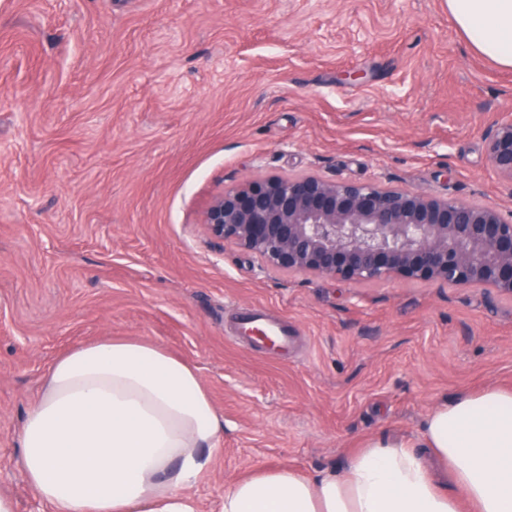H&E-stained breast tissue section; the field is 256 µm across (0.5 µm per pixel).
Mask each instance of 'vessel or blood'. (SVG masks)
<instances>
[{
  "label": "vessel or blood",
  "instance_id": "vessel-or-blood-1",
  "mask_svg": "<svg viewBox=\"0 0 512 512\" xmlns=\"http://www.w3.org/2000/svg\"><path fill=\"white\" fill-rule=\"evenodd\" d=\"M231 331L241 344L257 354H287L298 334L293 322L270 317L263 307L256 305L242 307L236 313Z\"/></svg>",
  "mask_w": 512,
  "mask_h": 512
}]
</instances>
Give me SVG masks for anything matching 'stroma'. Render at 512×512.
Returning a JSON list of instances; mask_svg holds the SVG:
<instances>
[{
    "instance_id": "stroma-1",
    "label": "stroma",
    "mask_w": 512,
    "mask_h": 512,
    "mask_svg": "<svg viewBox=\"0 0 512 512\" xmlns=\"http://www.w3.org/2000/svg\"><path fill=\"white\" fill-rule=\"evenodd\" d=\"M510 118L512 69L447 0H0V493L51 512L19 433L91 340L146 336L197 369L224 419L200 512L247 474L341 467L444 400L512 390V297L279 271L203 224L268 175L512 211L486 151ZM255 303L296 325L287 358L228 336Z\"/></svg>"
}]
</instances>
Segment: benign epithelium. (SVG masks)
I'll use <instances>...</instances> for the list:
<instances>
[{
  "instance_id": "benign-epithelium-1",
  "label": "benign epithelium",
  "mask_w": 512,
  "mask_h": 512,
  "mask_svg": "<svg viewBox=\"0 0 512 512\" xmlns=\"http://www.w3.org/2000/svg\"><path fill=\"white\" fill-rule=\"evenodd\" d=\"M492 166L512 181V120L489 133ZM209 234L282 271L347 281L390 278L489 286L512 296V218L376 184L268 176L216 195Z\"/></svg>"
}]
</instances>
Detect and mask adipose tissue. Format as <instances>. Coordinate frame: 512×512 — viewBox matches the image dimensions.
Wrapping results in <instances>:
<instances>
[{"label":"adipose tissue","instance_id":"adipose-tissue-1","mask_svg":"<svg viewBox=\"0 0 512 512\" xmlns=\"http://www.w3.org/2000/svg\"><path fill=\"white\" fill-rule=\"evenodd\" d=\"M448 14L476 50L512 67V0H448ZM223 428L191 364L147 338L97 340L49 368L22 425L20 467L52 512H197L186 490ZM463 498L473 512H512V391L443 403L418 443L372 440L339 470L237 480L223 512H460Z\"/></svg>","mask_w":512,"mask_h":512}]
</instances>
